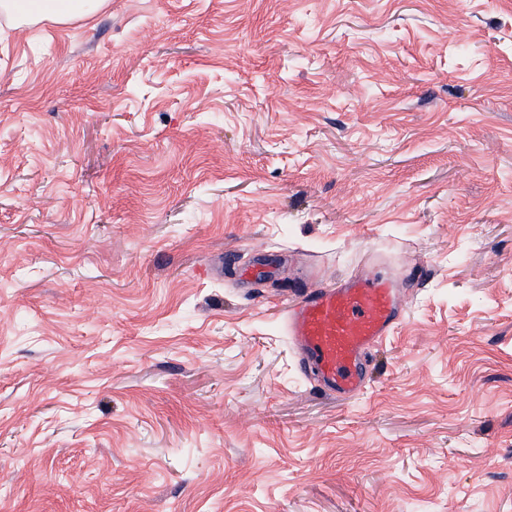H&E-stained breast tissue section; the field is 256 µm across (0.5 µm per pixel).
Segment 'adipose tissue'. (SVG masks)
Segmentation results:
<instances>
[{
    "label": "adipose tissue",
    "instance_id": "1",
    "mask_svg": "<svg viewBox=\"0 0 512 512\" xmlns=\"http://www.w3.org/2000/svg\"><path fill=\"white\" fill-rule=\"evenodd\" d=\"M109 0H0V15L29 27L44 21L67 24L104 11Z\"/></svg>",
    "mask_w": 512,
    "mask_h": 512
}]
</instances>
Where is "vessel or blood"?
<instances>
[{
	"label": "vessel or blood",
	"instance_id": "obj_1",
	"mask_svg": "<svg viewBox=\"0 0 512 512\" xmlns=\"http://www.w3.org/2000/svg\"><path fill=\"white\" fill-rule=\"evenodd\" d=\"M401 301L384 279L296 289L287 330L302 355L301 371L328 392L360 395L368 383V357L397 327Z\"/></svg>",
	"mask_w": 512,
	"mask_h": 512
}]
</instances>
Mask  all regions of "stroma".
<instances>
[{
	"mask_svg": "<svg viewBox=\"0 0 512 512\" xmlns=\"http://www.w3.org/2000/svg\"><path fill=\"white\" fill-rule=\"evenodd\" d=\"M351 275L345 399L285 309ZM0 512H512V0L0 17ZM287 330L302 355L301 371L328 392L360 395L368 383V356L394 333L401 301L385 279L297 288Z\"/></svg>",
	"mask_w": 512,
	"mask_h": 512,
	"instance_id": "1",
	"label": "stroma"
}]
</instances>
